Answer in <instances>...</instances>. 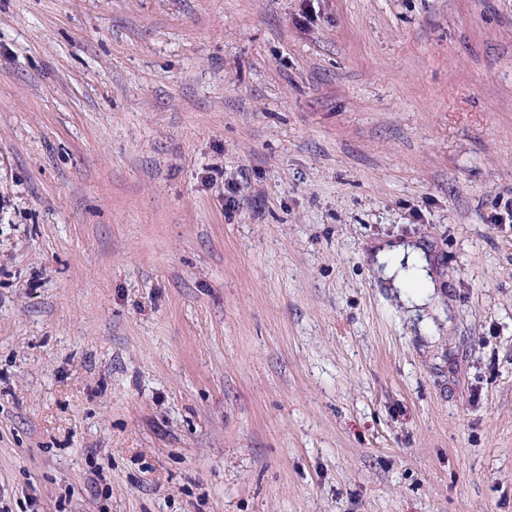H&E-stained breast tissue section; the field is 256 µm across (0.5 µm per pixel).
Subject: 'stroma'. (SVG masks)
Returning <instances> with one entry per match:
<instances>
[{
	"mask_svg": "<svg viewBox=\"0 0 512 512\" xmlns=\"http://www.w3.org/2000/svg\"><path fill=\"white\" fill-rule=\"evenodd\" d=\"M511 189L512 0H0L12 512H512ZM426 254L425 250L416 244L382 248L377 253L379 264L384 265L382 275L391 281L393 287L409 288L406 280L424 283L420 290L402 291L401 297L410 309L424 307L430 302V293L426 290L430 288Z\"/></svg>",
	"mask_w": 512,
	"mask_h": 512,
	"instance_id": "obj_1",
	"label": "stroma"
}]
</instances>
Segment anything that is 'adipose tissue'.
<instances>
[{"label":"adipose tissue","mask_w":512,"mask_h":512,"mask_svg":"<svg viewBox=\"0 0 512 512\" xmlns=\"http://www.w3.org/2000/svg\"><path fill=\"white\" fill-rule=\"evenodd\" d=\"M377 260L382 266L383 277L390 280L393 287L401 289V297L409 308L416 309L429 303V292L424 288L429 273L423 248L414 244L384 248L378 252Z\"/></svg>","instance_id":"ef3b65f1"}]
</instances>
